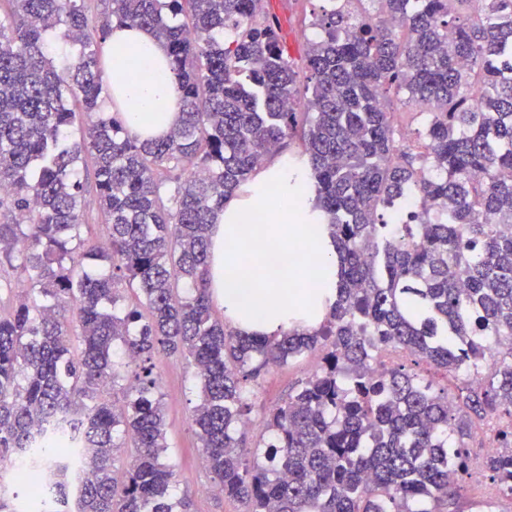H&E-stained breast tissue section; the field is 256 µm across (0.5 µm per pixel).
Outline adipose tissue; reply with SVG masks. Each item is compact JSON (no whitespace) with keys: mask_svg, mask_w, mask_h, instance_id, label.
I'll use <instances>...</instances> for the list:
<instances>
[{"mask_svg":"<svg viewBox=\"0 0 512 512\" xmlns=\"http://www.w3.org/2000/svg\"><path fill=\"white\" fill-rule=\"evenodd\" d=\"M106 72L122 118L143 137L166 135L180 120L166 50L149 32L113 26ZM309 172L276 158L219 209L210 226L209 288L228 324L278 336L316 331L336 298V247L324 222H311Z\"/></svg>","mask_w":512,"mask_h":512,"instance_id":"1","label":"adipose tissue"}]
</instances>
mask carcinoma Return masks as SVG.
Returning a JSON list of instances; mask_svg holds the SVG:
<instances>
[{
  "mask_svg": "<svg viewBox=\"0 0 512 512\" xmlns=\"http://www.w3.org/2000/svg\"><path fill=\"white\" fill-rule=\"evenodd\" d=\"M5 2L0 465L50 460L54 512H187L162 353L192 359L206 469L247 512H448L468 492L472 417L489 415L507 423L484 468L512 497V0H345L312 19L300 65L264 0H108L95 18L86 0ZM114 24L167 50L181 120L165 137L101 110ZM399 94L428 104L422 152L402 150L382 104ZM295 137L336 301L312 334L250 336L213 308L208 228ZM389 349L457 392L377 368ZM313 351L321 364L249 450L250 386ZM119 448L133 449L121 470Z\"/></svg>",
  "mask_w": 512,
  "mask_h": 512,
  "instance_id": "1",
  "label": "carcinoma"
}]
</instances>
